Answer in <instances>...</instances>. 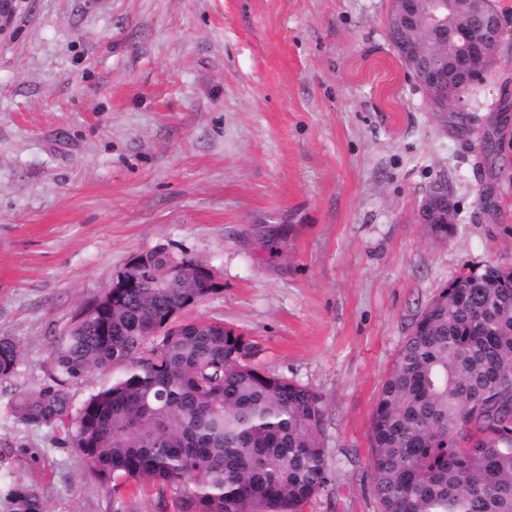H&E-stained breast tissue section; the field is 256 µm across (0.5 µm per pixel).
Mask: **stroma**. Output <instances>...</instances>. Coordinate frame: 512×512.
Instances as JSON below:
<instances>
[{
  "label": "stroma",
  "instance_id": "1",
  "mask_svg": "<svg viewBox=\"0 0 512 512\" xmlns=\"http://www.w3.org/2000/svg\"><path fill=\"white\" fill-rule=\"evenodd\" d=\"M486 81L432 111L384 29L387 0H22L0 36V487L47 512H114L62 427L12 398L135 254L210 268L190 318L311 388L328 481L303 512H376L368 431L423 308L459 273L512 264V180L479 196L478 143L512 91V0ZM447 180L448 239L419 218ZM0 510L3 512H46L43 492L35 485L23 482L14 483L0 497Z\"/></svg>",
  "mask_w": 512,
  "mask_h": 512
}]
</instances>
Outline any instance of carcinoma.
<instances>
[{"mask_svg": "<svg viewBox=\"0 0 512 512\" xmlns=\"http://www.w3.org/2000/svg\"><path fill=\"white\" fill-rule=\"evenodd\" d=\"M164 247L128 267L52 349L54 384L13 417L63 426L87 473L117 494L147 481L178 512H301L326 483L324 418L306 386L247 362L253 344L222 321L182 319L217 291ZM18 361L0 339V378ZM112 378L72 411L63 380ZM379 512H512V266L453 279L420 313L378 391L369 428ZM3 512H46L14 483Z\"/></svg>", "mask_w": 512, "mask_h": 512, "instance_id": "1", "label": "carcinoma"}]
</instances>
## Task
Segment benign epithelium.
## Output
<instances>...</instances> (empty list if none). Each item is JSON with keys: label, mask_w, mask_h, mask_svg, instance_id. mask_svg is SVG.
<instances>
[{"label": "benign epithelium", "mask_w": 512, "mask_h": 512, "mask_svg": "<svg viewBox=\"0 0 512 512\" xmlns=\"http://www.w3.org/2000/svg\"><path fill=\"white\" fill-rule=\"evenodd\" d=\"M19 0H0V34L10 26ZM398 20L386 24L387 32H395L391 43L398 58L409 62L408 71L423 91L433 109L458 101L448 94L453 82L461 91L486 80L503 41L504 30L497 25L493 35L484 33L479 19L487 11L500 14L495 0H397ZM423 29L424 41L405 36V32ZM512 126V106L503 103L498 109L497 125L488 134L501 136ZM454 204L448 192V181L437 182L427 193L420 209L424 224H447L454 217Z\"/></svg>", "instance_id": "7a95c632"}]
</instances>
